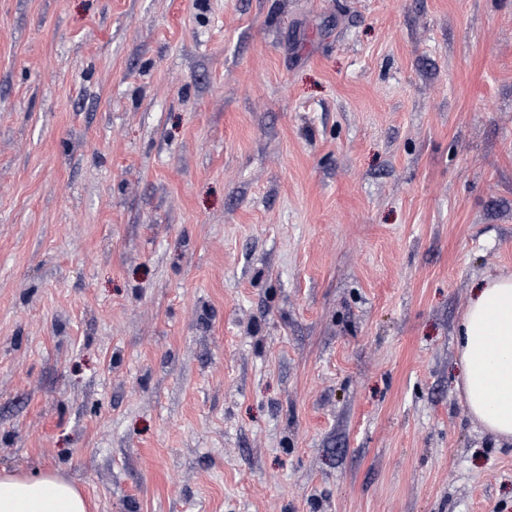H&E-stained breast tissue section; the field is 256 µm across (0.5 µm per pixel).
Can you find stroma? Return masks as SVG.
<instances>
[{
  "instance_id": "35a3bbf8",
  "label": "stroma",
  "mask_w": 512,
  "mask_h": 512,
  "mask_svg": "<svg viewBox=\"0 0 512 512\" xmlns=\"http://www.w3.org/2000/svg\"><path fill=\"white\" fill-rule=\"evenodd\" d=\"M509 272L512 0H0V470L512 512L455 366Z\"/></svg>"
}]
</instances>
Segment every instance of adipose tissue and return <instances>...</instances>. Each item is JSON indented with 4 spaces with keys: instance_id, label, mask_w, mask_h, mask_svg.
Segmentation results:
<instances>
[{
    "instance_id": "ef3b65f1",
    "label": "adipose tissue",
    "mask_w": 512,
    "mask_h": 512,
    "mask_svg": "<svg viewBox=\"0 0 512 512\" xmlns=\"http://www.w3.org/2000/svg\"><path fill=\"white\" fill-rule=\"evenodd\" d=\"M460 382L468 415L512 440V274L485 279L458 326ZM0 512H88L73 483L53 473L0 472Z\"/></svg>"
}]
</instances>
